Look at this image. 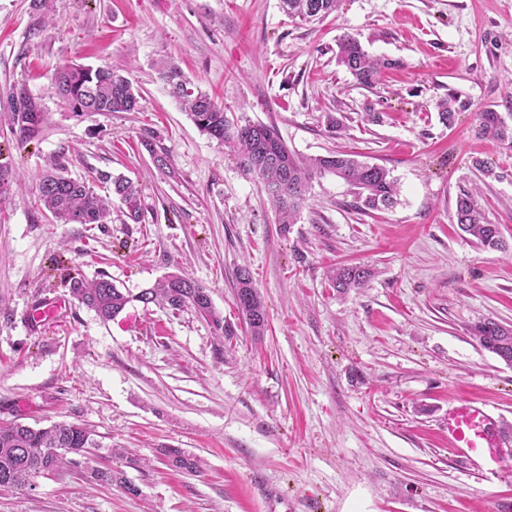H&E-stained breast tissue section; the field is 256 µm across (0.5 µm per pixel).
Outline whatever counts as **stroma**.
<instances>
[{
  "label": "stroma",
  "mask_w": 512,
  "mask_h": 512,
  "mask_svg": "<svg viewBox=\"0 0 512 512\" xmlns=\"http://www.w3.org/2000/svg\"><path fill=\"white\" fill-rule=\"evenodd\" d=\"M48 3L54 21L36 32L32 0H0V160L22 180L0 206V422L80 423L104 446L0 489V512H507L512 456L482 474L449 454L445 421L468 397L512 433V366L469 333L512 326V147L475 135L484 109L512 123V0H340L312 23L281 0ZM346 33L397 63L373 88L336 61ZM112 62L138 88L137 111L79 116L52 94L61 65ZM161 62L231 123L275 125L298 157L343 150L386 167L397 204L364 210L327 175L279 224L261 185L163 87ZM18 83L46 109L22 146L4 110ZM452 89L471 106L448 127L435 104ZM150 131L170 171L143 146ZM55 155L71 177L138 184L141 222L117 199L105 224L42 213L36 186ZM472 191L502 248L458 227L456 200ZM344 264L371 269L365 287L336 292ZM241 267L267 306L258 339L235 306ZM179 268L208 288L232 341L190 308L136 303L105 323L70 297L74 273L135 293ZM57 297L65 316L30 330L31 306ZM164 448L201 459V473L171 470ZM96 468L126 485L90 482Z\"/></svg>",
  "instance_id": "stroma-1"
}]
</instances>
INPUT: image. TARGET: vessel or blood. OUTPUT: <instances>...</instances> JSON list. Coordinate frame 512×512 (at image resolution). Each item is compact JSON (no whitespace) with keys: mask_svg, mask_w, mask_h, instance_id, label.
I'll use <instances>...</instances> for the list:
<instances>
[{"mask_svg":"<svg viewBox=\"0 0 512 512\" xmlns=\"http://www.w3.org/2000/svg\"><path fill=\"white\" fill-rule=\"evenodd\" d=\"M65 305L62 299L35 305L29 314L31 328L55 319ZM446 427L449 451L476 467L496 462L498 450L506 442L498 419L483 404L467 398L449 408Z\"/></svg>","mask_w":512,"mask_h":512,"instance_id":"obj_1","label":"vessel or blood"}]
</instances>
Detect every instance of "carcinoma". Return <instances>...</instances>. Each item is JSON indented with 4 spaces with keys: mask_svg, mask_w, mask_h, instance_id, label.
Segmentation results:
<instances>
[{
    "mask_svg": "<svg viewBox=\"0 0 512 512\" xmlns=\"http://www.w3.org/2000/svg\"><path fill=\"white\" fill-rule=\"evenodd\" d=\"M339 0H282L291 17L305 22L320 21L336 11ZM336 59L358 84L371 88L380 70L395 63L371 57L361 41L352 34L343 35L337 43ZM157 78L180 101L197 128L208 136L233 147L242 172L263 186L278 215L279 223L292 224L313 180L326 174L336 176L351 189L366 210H380L396 202L397 180L384 166L360 161L349 153L298 158L288 149L277 129L261 123L233 125L212 98L193 90L180 70L170 65L157 68ZM54 96L72 112H133L138 109V91L124 74L112 64L97 67L65 66L58 70L52 84ZM468 102L456 91L437 103L439 119L450 127L456 112ZM6 111L12 113V133L20 144L36 139L42 131L45 110L41 98L34 96L25 84L16 85L7 101ZM476 134L490 136L512 145V125L501 113L492 109L479 114ZM153 164L160 170L170 168L166 149L152 135L144 139ZM96 180L112 184V192L125 205V217L137 224L141 220L140 190L123 176L97 173ZM38 209L62 224H105L111 201L95 191L92 183L67 174L66 165L58 158L50 159L37 185ZM457 224L475 244L488 249L501 246L498 225L488 222L474 195L467 192L456 200ZM371 272L354 264L336 268L334 286L339 292L360 288ZM70 293L82 305L95 312L103 322L116 319L128 305L162 304L173 311L193 309L213 328L216 335L229 341L235 336L233 326L224 321L213 308L209 290L186 273H172L151 288L138 293L117 287L106 276L87 280L81 275L70 279ZM235 305L241 320L252 336H263L267 326L264 300L253 286L247 269L237 273ZM472 338L483 349L512 365V326L493 320L470 327ZM88 428L71 422H57L34 428L22 422L0 424V489H19L33 485L38 477L53 475L64 467L78 465V458L89 448H102ZM167 464L179 471L201 472L199 461L179 448H163Z\"/></svg>",
    "mask_w": 512,
    "mask_h": 512,
    "instance_id": "carcinoma-1",
    "label": "carcinoma"
}]
</instances>
